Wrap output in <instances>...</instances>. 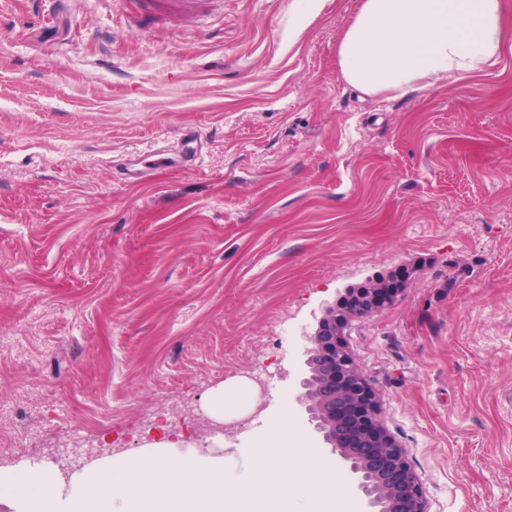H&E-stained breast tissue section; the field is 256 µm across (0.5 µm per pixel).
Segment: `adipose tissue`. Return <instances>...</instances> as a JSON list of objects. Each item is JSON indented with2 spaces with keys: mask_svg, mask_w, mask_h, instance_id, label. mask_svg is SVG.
Returning a JSON list of instances; mask_svg holds the SVG:
<instances>
[{
  "mask_svg": "<svg viewBox=\"0 0 512 512\" xmlns=\"http://www.w3.org/2000/svg\"><path fill=\"white\" fill-rule=\"evenodd\" d=\"M504 0H363L338 47L368 95L422 91L481 72L502 46Z\"/></svg>",
  "mask_w": 512,
  "mask_h": 512,
  "instance_id": "1",
  "label": "adipose tissue"
}]
</instances>
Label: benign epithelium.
Masks as SVG:
<instances>
[{
	"label": "benign epithelium",
	"mask_w": 512,
	"mask_h": 512,
	"mask_svg": "<svg viewBox=\"0 0 512 512\" xmlns=\"http://www.w3.org/2000/svg\"><path fill=\"white\" fill-rule=\"evenodd\" d=\"M391 302L369 295L346 309L326 308L328 317L307 337L308 373L296 400L332 453L348 465L365 512H428L418 476L384 425L375 387L356 366L343 337L349 319Z\"/></svg>",
	"instance_id": "obj_1"
}]
</instances>
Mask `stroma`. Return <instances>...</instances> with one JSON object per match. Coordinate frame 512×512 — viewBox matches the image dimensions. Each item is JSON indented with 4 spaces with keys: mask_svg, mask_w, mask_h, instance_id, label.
Instances as JSON below:
<instances>
[{
    "mask_svg": "<svg viewBox=\"0 0 512 512\" xmlns=\"http://www.w3.org/2000/svg\"><path fill=\"white\" fill-rule=\"evenodd\" d=\"M361 0L0 6V470L103 443L202 450L210 393L266 396L211 455L281 430L327 305L403 269L346 342L429 512H512V41L476 78L363 95ZM196 129L195 164L180 137ZM149 14L160 16L179 15L193 17L197 15L203 2L207 0H142Z\"/></svg>",
    "mask_w": 512,
    "mask_h": 512,
    "instance_id": "stroma-1",
    "label": "stroma"
}]
</instances>
